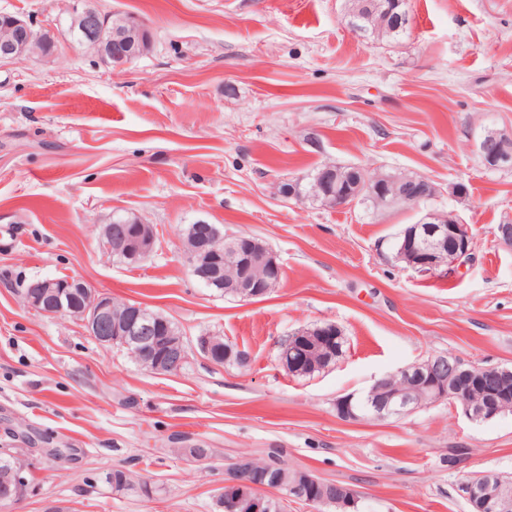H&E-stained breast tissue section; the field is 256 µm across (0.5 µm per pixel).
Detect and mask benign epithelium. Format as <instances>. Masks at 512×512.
Instances as JSON below:
<instances>
[{
  "label": "benign epithelium",
  "mask_w": 512,
  "mask_h": 512,
  "mask_svg": "<svg viewBox=\"0 0 512 512\" xmlns=\"http://www.w3.org/2000/svg\"><path fill=\"white\" fill-rule=\"evenodd\" d=\"M8 35L0 39V61L12 62L23 56H31L30 46L34 39L49 36L62 38L68 44L82 47L89 45L96 50L99 62L106 68H124L125 60L138 57L149 46L151 37L147 24L141 19H123L125 32L117 37L106 30L101 22V10L97 0H76L67 10L65 26L59 32L36 33L31 22L15 15H3ZM478 154L484 164L506 163L512 158L506 153L500 136L479 144ZM335 170L326 166L313 180L304 183L300 179L285 180L278 184V195L295 200L314 199L323 205L349 207L357 202L356 194L336 190ZM398 178L392 173H380L364 179L359 190L385 201L391 209L401 203L424 206L421 216L414 224L399 231L392 245L396 246V260L405 267L422 275L435 274L445 267H463L473 254V238L468 225L451 212L428 206L437 197L433 191L408 196L397 190ZM119 249L128 261L138 265L154 251L155 231L153 225L139 217L133 229L117 238ZM197 251L184 250L190 275L198 283H214V277L201 269ZM230 260L239 267L237 288L244 299L260 298L267 289L258 284L253 276L256 268L272 277H280L282 268L272 251L253 252L239 261L235 254ZM24 305L47 317H70L83 326L85 332L98 344L125 348L128 353L150 366L159 375L181 369L188 360L186 342L169 332L162 314L141 304H126L119 312L113 306L112 296L90 288L81 279L47 278L38 281L30 290L22 293ZM433 358L406 366L388 377L377 380L370 389L376 395L374 413L366 415L359 407L362 397L350 393L336 399V411L343 420L382 421L398 418L430 404L446 402L461 407L465 417L473 422L478 418L489 420L502 411L498 402L473 401L460 388L451 384L455 373L482 375L506 374L508 370L497 366H479L473 362L458 360L450 365L449 374L436 372ZM400 378V386H391V378ZM234 475L224 477V507L227 512H269L271 502L281 499H302L305 503L323 507L334 506L338 512H348L356 503L355 494L347 486L341 488L334 499H313L306 495L305 486L313 482L311 474L304 471L302 478L273 487L257 485L249 479V468L235 460ZM30 467L15 465L6 472L1 481L14 487L17 495L4 494L1 501L11 504L35 495L39 485L29 480ZM470 512H512V486L493 471L468 475L457 487Z\"/></svg>",
  "instance_id": "1"
}]
</instances>
